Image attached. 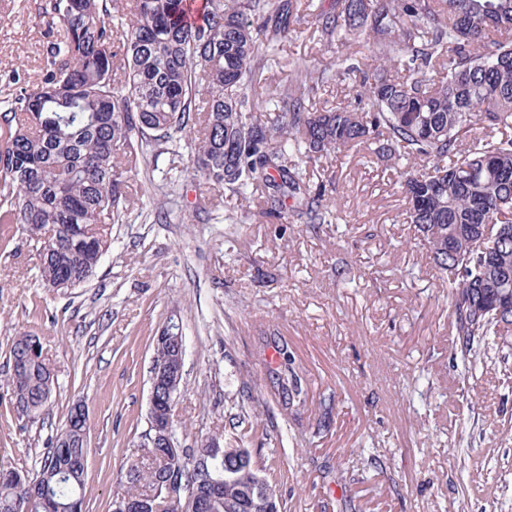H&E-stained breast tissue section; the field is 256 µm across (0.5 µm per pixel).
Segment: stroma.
<instances>
[{"mask_svg":"<svg viewBox=\"0 0 512 512\" xmlns=\"http://www.w3.org/2000/svg\"><path fill=\"white\" fill-rule=\"evenodd\" d=\"M34 0H0V99L46 66ZM344 48L306 23L260 72L259 100L301 67L335 68ZM337 221L320 231L258 215L252 198L196 175L187 150L141 167L144 213L112 227L94 277L46 288L22 227L0 242V372L12 337L39 336L55 371L50 414L18 420L0 388V466L36 472L73 404L89 415L85 512H110L148 428L153 338L182 322L186 352L175 444L244 440L277 457L285 512H512V388L493 362L463 378L450 353L448 290L406 220L397 167L353 148L327 159ZM180 176L170 194L166 179ZM227 215L244 218L235 233ZM287 346L306 407L295 422L273 383ZM261 403L262 424L238 423Z\"/></svg>","mask_w":512,"mask_h":512,"instance_id":"obj_1","label":"stroma"}]
</instances>
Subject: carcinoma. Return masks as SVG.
Returning a JSON list of instances; mask_svg holds the SVG:
<instances>
[{"mask_svg": "<svg viewBox=\"0 0 512 512\" xmlns=\"http://www.w3.org/2000/svg\"><path fill=\"white\" fill-rule=\"evenodd\" d=\"M113 0H37L56 33L49 67L35 84L0 101V235L22 224L38 249L45 286L88 282L112 244L110 226L128 221L127 175L146 157L182 147L192 130V168L232 196L260 193V213L313 229L336 223L301 165L364 146L400 164L399 185L419 245L448 286L457 336L452 363L469 373L493 349L512 347V0H334L315 15L328 42L359 46L338 60L336 76L364 77L359 107H310L329 81L308 70L277 90L274 116L255 112L253 81L268 52L300 24L301 0H134L131 17ZM27 367L7 368L18 418L48 414L54 377L39 337H13L9 355L29 346ZM277 395L301 415V377L279 349ZM153 362L177 363L175 347L153 341ZM200 441L185 456L155 449L125 474L124 498L165 492L172 469L191 481L190 460L206 459L224 479L222 496L201 491L203 512H281L269 496L267 467L240 446L228 454ZM86 428L72 418L56 431L29 476L8 469L0 512H81L89 454Z\"/></svg>", "mask_w": 512, "mask_h": 512, "instance_id": "obj_1", "label": "carcinoma"}]
</instances>
